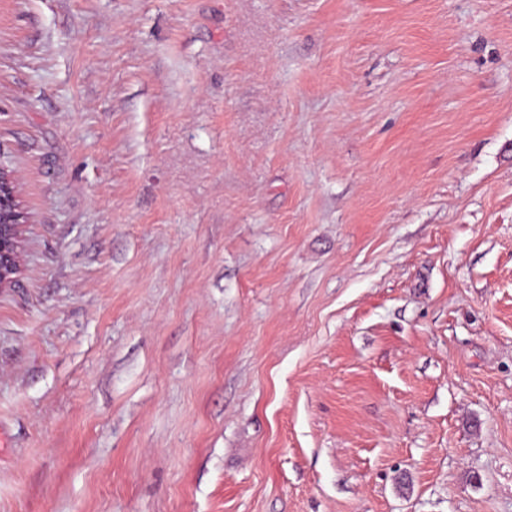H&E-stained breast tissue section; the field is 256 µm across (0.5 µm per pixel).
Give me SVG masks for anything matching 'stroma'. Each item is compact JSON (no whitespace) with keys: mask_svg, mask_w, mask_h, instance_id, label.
Masks as SVG:
<instances>
[{"mask_svg":"<svg viewBox=\"0 0 512 512\" xmlns=\"http://www.w3.org/2000/svg\"><path fill=\"white\" fill-rule=\"evenodd\" d=\"M0 512H512V0H0ZM28 223L18 180L0 164V288L11 285L21 269L22 231Z\"/></svg>","mask_w":512,"mask_h":512,"instance_id":"1","label":"stroma"}]
</instances>
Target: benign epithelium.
Wrapping results in <instances>:
<instances>
[{
  "instance_id": "obj_1",
  "label": "benign epithelium",
  "mask_w": 512,
  "mask_h": 512,
  "mask_svg": "<svg viewBox=\"0 0 512 512\" xmlns=\"http://www.w3.org/2000/svg\"><path fill=\"white\" fill-rule=\"evenodd\" d=\"M28 223L18 180L0 165V288L12 284L21 269L22 231Z\"/></svg>"
}]
</instances>
